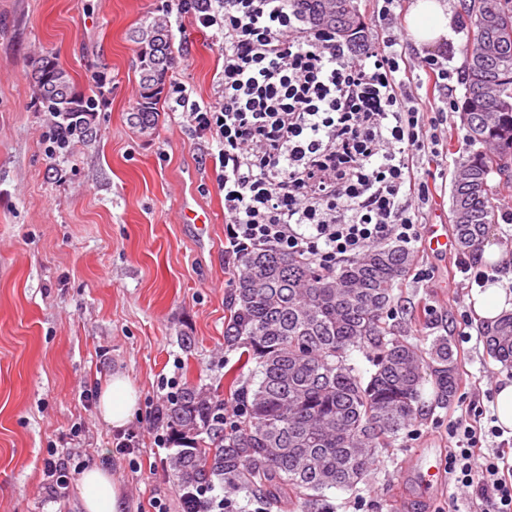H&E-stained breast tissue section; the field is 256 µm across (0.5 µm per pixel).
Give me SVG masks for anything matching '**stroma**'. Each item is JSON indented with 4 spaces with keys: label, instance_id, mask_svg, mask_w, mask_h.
Listing matches in <instances>:
<instances>
[{
    "label": "stroma",
    "instance_id": "1",
    "mask_svg": "<svg viewBox=\"0 0 512 512\" xmlns=\"http://www.w3.org/2000/svg\"><path fill=\"white\" fill-rule=\"evenodd\" d=\"M168 18L174 87L206 106L215 99L224 46L197 27L175 0H0V512H80L79 485L51 499L42 460L75 449L73 474L108 469L125 512H150L153 498L179 512L178 489L154 439L166 382L198 384L226 397L241 352L224 341L237 258L224 252V194L210 155L174 92L159 122L141 133L129 121L139 76L131 31L147 17ZM53 52L75 84L93 71L108 83L91 138L45 152L49 120L36 98L30 61ZM193 193L212 216L211 242L198 249L183 224L180 198ZM414 264L393 309L408 333L444 334L458 356L454 401L434 402L424 386L410 432L380 456L361 490L328 493L333 512H450L463 489L424 491L425 457L447 462L449 432L470 401L492 408L491 395L512 370L486 352L483 323L458 267L461 251L416 244ZM432 271L421 279L420 270ZM127 375L142 407L116 430L98 414L100 387ZM139 450L120 453L122 432Z\"/></svg>",
    "mask_w": 512,
    "mask_h": 512
}]
</instances>
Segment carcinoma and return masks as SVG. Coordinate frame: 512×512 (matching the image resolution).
Listing matches in <instances>:
<instances>
[{"label": "carcinoma", "mask_w": 512, "mask_h": 512, "mask_svg": "<svg viewBox=\"0 0 512 512\" xmlns=\"http://www.w3.org/2000/svg\"><path fill=\"white\" fill-rule=\"evenodd\" d=\"M461 2L470 32L462 49L465 148L452 173L450 222L459 248L472 252L497 223L490 175L512 191V0ZM297 7L353 47L369 37L353 0H298ZM132 41L139 99L130 121L146 130L159 121L173 64L170 30L146 19ZM32 68L55 131L68 142L89 138L106 73H93L87 92L53 53L39 55ZM413 262L397 244L328 271L274 248L241 253L224 340L242 349L241 367L256 362L254 378L241 388L238 377L228 379L240 407L231 424L224 397L209 387L188 384L161 410L178 489L218 484L258 497L266 512H331L327 490L354 492L368 482L379 449L412 425L426 381L440 404H450L459 368L448 337L424 346L389 323L395 290ZM483 338L487 354L512 367V314ZM354 351L369 358V376L350 362Z\"/></svg>", "instance_id": "carcinoma-1"}]
</instances>
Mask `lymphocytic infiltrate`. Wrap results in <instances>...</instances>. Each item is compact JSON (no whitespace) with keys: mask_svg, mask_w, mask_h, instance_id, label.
<instances>
[{"mask_svg":"<svg viewBox=\"0 0 512 512\" xmlns=\"http://www.w3.org/2000/svg\"><path fill=\"white\" fill-rule=\"evenodd\" d=\"M295 0H180L224 38L221 104L194 108L197 131L218 145L224 250L272 247L324 269L395 242L421 239L428 159L442 155L455 88L451 48L421 57L426 95L404 76L399 0H375L380 29L353 48L313 28ZM448 478L470 495L453 512H512V465L497 426L456 422ZM496 438L490 451L481 436Z\"/></svg>","mask_w":512,"mask_h":512,"instance_id":"f902f5d3","label":"lymphocytic infiltrate"}]
</instances>
